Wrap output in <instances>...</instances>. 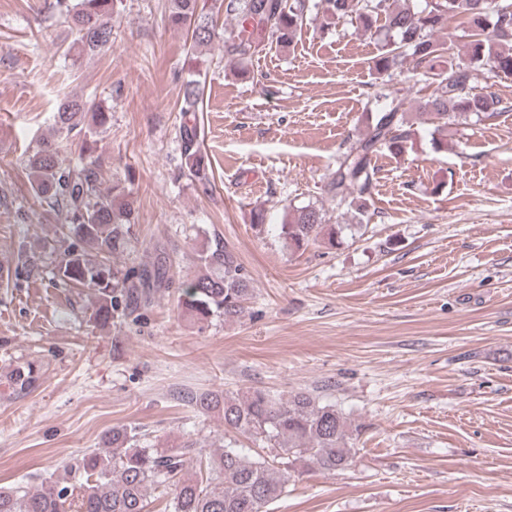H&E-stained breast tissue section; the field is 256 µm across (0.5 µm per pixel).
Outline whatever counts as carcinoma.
<instances>
[{
    "mask_svg": "<svg viewBox=\"0 0 512 512\" xmlns=\"http://www.w3.org/2000/svg\"><path fill=\"white\" fill-rule=\"evenodd\" d=\"M117 0H59L78 52L94 56L112 44V14ZM200 0H170L172 26L191 31L193 46L212 43L213 11ZM224 23V55L242 65L259 52L261 40L246 28L271 34L283 45L313 17L322 18L327 32L344 20L365 31L383 21L385 31L372 70L378 76L411 68L424 82L425 95L416 100L420 114L434 126L438 148H448V127L461 115L478 121L498 115L501 100L492 86L475 85V72L486 70L497 77H512V0H487L476 9L472 0H220ZM461 25L463 48L455 34L442 32ZM445 59L447 65L436 68ZM204 87L200 75L184 86L182 112L199 111ZM110 115L89 106L86 99L64 93L58 99L55 137L44 139L27 156L31 190L38 202L64 213L68 232L81 249L69 252L58 267L62 281L94 288L98 304L94 319L106 326L119 312L151 301V289L163 284L165 272L134 269L120 272L112 256L129 244L135 209L125 187L117 182L102 187L93 137ZM189 176L209 183L200 148L197 119L180 127ZM415 136L405 100L385 97L371 113L366 133L344 154L331 192L336 208L355 210L361 216L372 185V157L385 146L399 154ZM78 138V156L62 157L71 138ZM288 246L297 250L323 236L334 241L336 227L324 223L320 210L304 206L294 210L282 225ZM99 256L94 262L89 253ZM199 271L178 299L183 313L199 323L214 317L234 321L242 316L251 295V281L232 249L221 240L199 254ZM38 380L33 366L17 368L11 384L21 391ZM203 413H216L224 431L248 436L269 450L249 453L233 439H224L208 456L192 439L171 448H147L138 433L124 426L112 428L106 450H92L77 459L86 476L79 487L44 478L35 487L0 486V512H145L148 491L159 487L172 492V512H263L287 493L291 469L300 465L323 472L343 469L353 462V431L333 404L307 392L283 400L262 390L228 396L210 390L193 398ZM200 457L199 470L189 472L187 461Z\"/></svg>",
    "mask_w": 512,
    "mask_h": 512,
    "instance_id": "cac0c4a2",
    "label": "carcinoma"
}]
</instances>
